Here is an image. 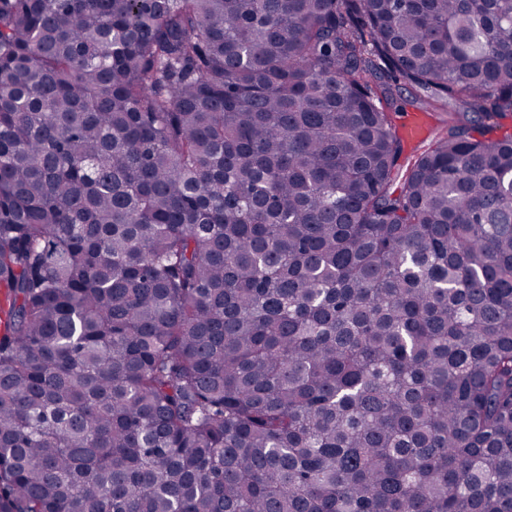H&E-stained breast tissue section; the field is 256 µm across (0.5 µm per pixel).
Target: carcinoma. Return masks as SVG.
Masks as SVG:
<instances>
[{
  "instance_id": "cac0c4a2",
  "label": "carcinoma",
  "mask_w": 512,
  "mask_h": 512,
  "mask_svg": "<svg viewBox=\"0 0 512 512\" xmlns=\"http://www.w3.org/2000/svg\"><path fill=\"white\" fill-rule=\"evenodd\" d=\"M508 119L512 0H0V512H512ZM392 118L394 126L401 124L405 118L413 112L426 111L430 117V124L424 135L414 141L404 142L405 154L408 155L412 149L427 144L434 136L437 129H440L448 120V112H431L422 98L416 97L413 91L402 90L393 104ZM424 119L423 113H414L400 125L397 133L404 138H414L418 135Z\"/></svg>"
}]
</instances>
